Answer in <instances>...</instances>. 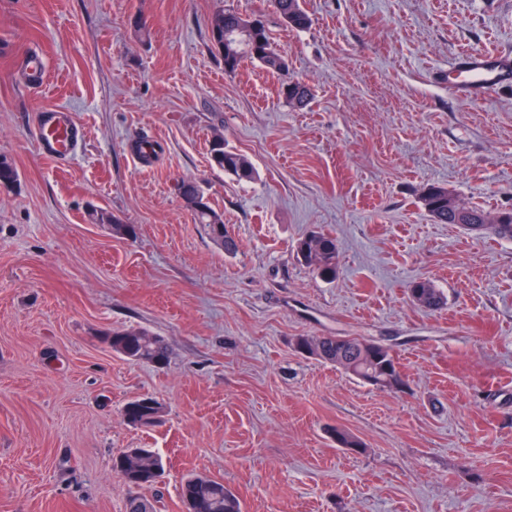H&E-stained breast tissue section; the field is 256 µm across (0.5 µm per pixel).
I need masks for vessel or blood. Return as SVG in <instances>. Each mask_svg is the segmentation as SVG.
<instances>
[{"mask_svg": "<svg viewBox=\"0 0 512 512\" xmlns=\"http://www.w3.org/2000/svg\"><path fill=\"white\" fill-rule=\"evenodd\" d=\"M26 85L40 90L48 73L43 59L25 56L21 61ZM512 80V52H469L454 59L448 68V90L463 97L482 99ZM81 124L53 106L40 109L34 127L39 153L56 162L69 161L82 139Z\"/></svg>", "mask_w": 512, "mask_h": 512, "instance_id": "b4317fda", "label": "vessel or blood"}]
</instances>
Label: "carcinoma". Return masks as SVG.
Wrapping results in <instances>:
<instances>
[{"mask_svg":"<svg viewBox=\"0 0 512 512\" xmlns=\"http://www.w3.org/2000/svg\"><path fill=\"white\" fill-rule=\"evenodd\" d=\"M268 6L283 21L286 27L304 29L309 17L300 0H268ZM211 50L224 61V71L233 72L241 62L250 59L262 63L269 71L280 74L286 70V62L275 50L266 27L251 30L248 19L232 9L222 8L212 15L209 23ZM289 103L306 105L313 97L306 84L297 83L293 88H284ZM210 161L213 167L234 178L237 182L250 183L257 173L248 158L224 143V138L212 141ZM19 180L13 162L0 157V189H11ZM177 191L187 208L195 215L198 223L205 226L210 237L233 254L238 248L236 240L224 224V215L212 208L204 197L197 182L183 179L177 183ZM422 203L432 220L438 224H458L465 230L478 235H489L503 241H512V210L490 215L479 207H464L457 204L441 186L425 189ZM297 258L319 276L336 275L338 251L334 237L314 233L300 239L295 247ZM420 292L417 303L436 310L444 303L442 293L426 279L414 282ZM112 351L131 360L162 366L168 361L165 340L143 328H131L112 333L107 337ZM295 346L306 345L310 357L343 369L346 373L364 381L369 372H380L384 381L376 384L379 389H393V384L403 383L399 362L393 350L385 345L351 336H298ZM162 414L161 403L153 397L142 396L128 401L123 408L126 421L133 426H147L154 423V417ZM145 457L139 463L123 462L120 457L113 459V470L130 483L139 487H151L157 483L153 470L154 458L158 454L144 449ZM186 486L193 489L203 512H242L239 497L224 482L200 476L185 479Z\"/></svg>","mask_w":512,"mask_h":512,"instance_id":"obj_1","label":"carcinoma"}]
</instances>
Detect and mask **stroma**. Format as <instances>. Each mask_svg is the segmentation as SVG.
I'll use <instances>...</instances> for the list:
<instances>
[{
  "instance_id": "35a3bbf8",
  "label": "stroma",
  "mask_w": 512,
  "mask_h": 512,
  "mask_svg": "<svg viewBox=\"0 0 512 512\" xmlns=\"http://www.w3.org/2000/svg\"><path fill=\"white\" fill-rule=\"evenodd\" d=\"M302 5L310 24L289 31L266 0H0V156L19 173L0 190V512H126L135 494L184 512L191 474L243 512H512V242L434 223L421 200L435 184L512 209V86L475 102L447 83L459 52L512 49V0ZM224 7L262 17L307 105L259 62L225 72L208 39ZM34 52L39 95L19 73ZM45 105L85 128L70 165L35 147ZM219 135L254 182L211 167ZM181 179L236 253L196 223ZM312 232L337 242L335 280L296 257ZM417 279L441 308L412 300ZM129 328L162 336L167 364L112 352L104 335ZM300 335L389 345L406 386L304 357ZM143 395L158 425L125 421ZM124 448L160 455L158 487L124 484ZM177 191L186 207L194 213L198 223L205 226L210 237L224 248V252L235 253L238 244L224 224V215L210 206L198 183L183 179L177 183ZM414 286H416L421 292V296H420L419 300L416 301L413 299L420 306L428 308V309L436 310V309H439L443 305V303H444L443 295L440 292V290L438 288H436L435 285L431 281L426 280V279L415 281L412 284L411 288H413Z\"/></svg>"
}]
</instances>
